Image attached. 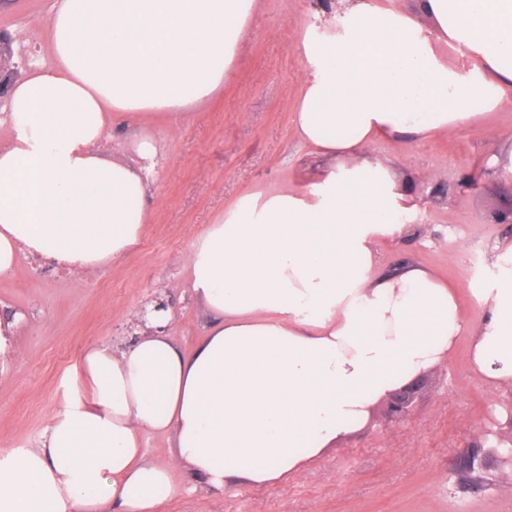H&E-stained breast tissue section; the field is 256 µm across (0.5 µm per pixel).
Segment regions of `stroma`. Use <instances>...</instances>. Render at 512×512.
Masks as SVG:
<instances>
[{
	"label": "stroma",
	"instance_id": "35a3bbf8",
	"mask_svg": "<svg viewBox=\"0 0 512 512\" xmlns=\"http://www.w3.org/2000/svg\"><path fill=\"white\" fill-rule=\"evenodd\" d=\"M53 0H13L0 13V30L23 31L20 54L53 61L49 14ZM311 0H259L232 79L179 128L147 123L162 145L148 220L126 258L67 276L50 261L19 256L0 276V312L22 316L7 357H0V456L37 446L51 420L73 396L86 393L82 361L93 345L127 346L131 326L152 297L163 296L175 316L169 330L186 355L203 341L212 317L188 287L191 244L223 218L243 195L290 187L303 192L320 161L294 134L293 115L303 76L294 49ZM484 123L488 133L464 127L427 142H383L374 155L409 183L406 223L418 233L379 247L381 263L417 262L457 287L464 315L480 324L475 287H488L489 254L512 224L494 214L512 203V184L495 179L486 161L499 138L512 135V93ZM432 171L433 180L416 177ZM409 416L395 422L388 401L377 402L366 425L295 478L274 485H239L218 493L203 485L177 493L158 512H512V476L489 451L512 428L498 409L512 411V390L491 392L475 375L469 339L460 337L448 359L421 374L408 396ZM485 460L476 490L457 483L461 455Z\"/></svg>",
	"mask_w": 512,
	"mask_h": 512
}]
</instances>
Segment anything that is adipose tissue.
Listing matches in <instances>:
<instances>
[{
    "label": "adipose tissue",
    "mask_w": 512,
    "mask_h": 512,
    "mask_svg": "<svg viewBox=\"0 0 512 512\" xmlns=\"http://www.w3.org/2000/svg\"><path fill=\"white\" fill-rule=\"evenodd\" d=\"M257 0H54L53 62H29L8 93L0 145V275L19 253L80 273L134 251L160 156L139 128H170L230 77ZM330 0L299 33L296 135L326 161L306 192L243 197L193 243L191 287L213 316L184 355L148 318L126 349L94 345L90 388L38 447L0 457V512H154L185 470L221 492L304 472L372 407L470 339L492 390L512 387V243L495 245V288L479 326L453 285L416 263L380 267L405 238L407 198L371 153L391 140L451 135L512 90V0ZM430 27H423L419 14ZM465 47L461 74L445 47ZM132 160L103 156L118 118ZM114 140L115 150L127 142ZM176 437L172 464L150 462L145 433Z\"/></svg>",
    "instance_id": "ef3b65f1"
}]
</instances>
